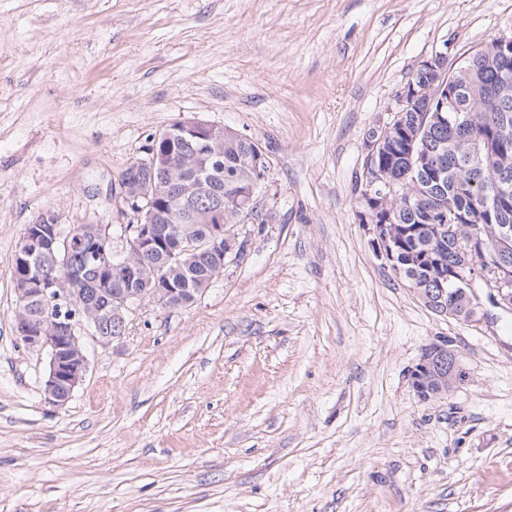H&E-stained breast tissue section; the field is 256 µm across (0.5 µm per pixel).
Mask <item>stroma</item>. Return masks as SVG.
Returning <instances> with one entry per match:
<instances>
[{"instance_id": "1", "label": "stroma", "mask_w": 512, "mask_h": 512, "mask_svg": "<svg viewBox=\"0 0 512 512\" xmlns=\"http://www.w3.org/2000/svg\"><path fill=\"white\" fill-rule=\"evenodd\" d=\"M512 0H0V512H512V313L437 316L360 217L370 132ZM196 115L259 142L258 208L185 308L86 340L62 406L15 333L24 228L119 226L122 171ZM466 380L425 401L441 338ZM462 352L448 340L425 348L410 372L411 385L426 400L448 397L466 379Z\"/></svg>"}]
</instances>
